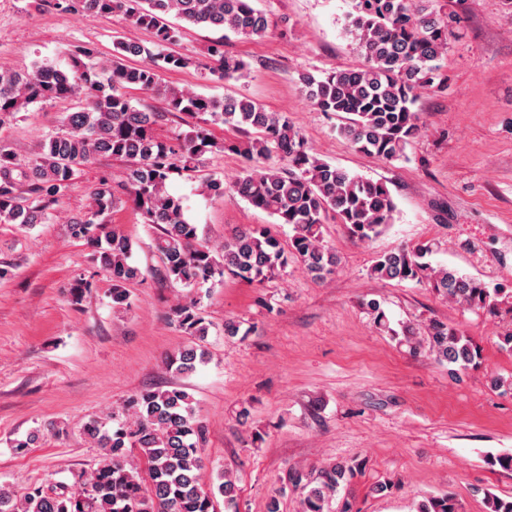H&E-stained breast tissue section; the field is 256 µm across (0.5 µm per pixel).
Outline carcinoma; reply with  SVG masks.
Returning a JSON list of instances; mask_svg holds the SVG:
<instances>
[{"mask_svg": "<svg viewBox=\"0 0 512 512\" xmlns=\"http://www.w3.org/2000/svg\"><path fill=\"white\" fill-rule=\"evenodd\" d=\"M55 6L95 16L122 13L153 31L154 48L118 39L110 64L96 63L90 51L78 49L64 67L36 63L26 72L0 70V127L33 104L77 102L58 131L30 156H20L0 140V223L44 224L82 166L100 159L126 162L119 179L100 180L93 208L70 224L71 236L93 248V262L112 282L113 304L128 305V285L143 277L131 261V239L107 220L128 201L155 230L156 274L186 289L226 274L260 282L286 268L290 258L323 280L339 265L324 242V224L334 220L352 239L367 242L393 223L397 206L389 189L320 159L287 114L269 112L246 97L217 100L162 81V72L192 64L167 51L178 33L167 17L262 36L270 20L251 0H55ZM454 23L441 0H351L345 31L360 64L320 78L302 73L298 81L316 109L336 117L337 133L356 151L385 162L401 160L422 129L420 113L413 109L419 93L447 86L440 61L448 53ZM129 57H141L143 63L128 66L124 59ZM203 68L228 83L240 79L246 65L224 52L221 38L208 47ZM130 88L157 96L162 110L133 105ZM219 122L239 140H216L209 124ZM168 123L175 124L172 137L157 132ZM225 151L243 158L240 174L231 182L206 178L203 193L215 198L234 191L291 228L288 246L266 227L244 226L217 249L199 238L183 200L167 191L173 173L194 172L205 155ZM432 252L431 244L400 247L380 255L371 274L426 284L447 300L494 316L512 299L502 288L491 290L455 269L432 266L426 261ZM170 322L191 341L166 365L180 375L191 374L208 357V326L197 300L188 297L177 305ZM401 336L414 354L427 343L440 365L464 370L479 356L469 337L444 322L430 323L424 339L410 325L401 327ZM82 431L103 450L96 469L74 476L71 484L34 485L19 498L0 486V512H216L219 495L226 506L236 507V485L229 476L209 488L204 483L206 430L193 396L181 387L135 394L121 412L91 419ZM131 448L138 450L136 463L129 459ZM356 472L357 466L337 462L315 473L288 471L283 483L302 494L303 512H328L330 501ZM415 512H458V507L445 493L418 503Z\"/></svg>", "mask_w": 512, "mask_h": 512, "instance_id": "carcinoma-1", "label": "carcinoma"}]
</instances>
